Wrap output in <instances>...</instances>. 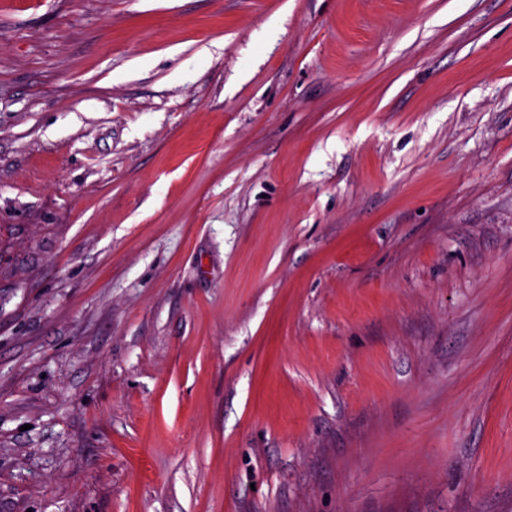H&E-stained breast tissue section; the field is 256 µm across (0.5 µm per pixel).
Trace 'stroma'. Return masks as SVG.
Returning a JSON list of instances; mask_svg holds the SVG:
<instances>
[{
  "instance_id": "1",
  "label": "stroma",
  "mask_w": 512,
  "mask_h": 512,
  "mask_svg": "<svg viewBox=\"0 0 512 512\" xmlns=\"http://www.w3.org/2000/svg\"><path fill=\"white\" fill-rule=\"evenodd\" d=\"M0 512H512V0L5 5Z\"/></svg>"
}]
</instances>
